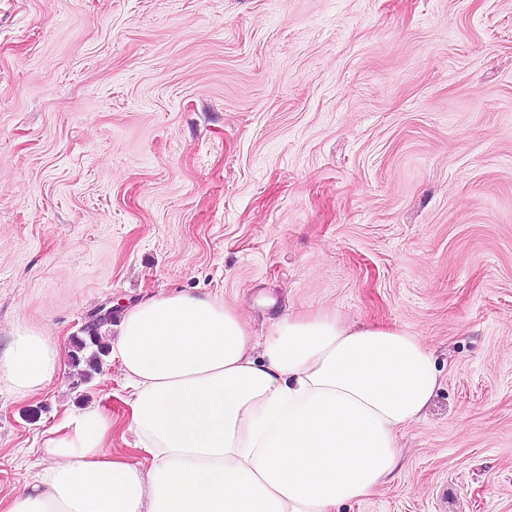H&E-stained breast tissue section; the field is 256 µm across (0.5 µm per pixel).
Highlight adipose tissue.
<instances>
[{"instance_id":"1","label":"adipose tissue","mask_w":512,"mask_h":512,"mask_svg":"<svg viewBox=\"0 0 512 512\" xmlns=\"http://www.w3.org/2000/svg\"><path fill=\"white\" fill-rule=\"evenodd\" d=\"M110 343L137 442L112 451L90 409L42 435L49 464L0 512H337L389 484L399 437L439 386L430 347L395 325L285 314L256 336L223 301L148 296ZM59 369L52 337L17 330L0 383L40 393Z\"/></svg>"}]
</instances>
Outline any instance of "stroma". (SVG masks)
<instances>
[{
  "label": "stroma",
  "mask_w": 512,
  "mask_h": 512,
  "mask_svg": "<svg viewBox=\"0 0 512 512\" xmlns=\"http://www.w3.org/2000/svg\"><path fill=\"white\" fill-rule=\"evenodd\" d=\"M216 294L397 325L440 386L396 479L340 512H512V0H0V492L97 407L135 444L120 363L70 340L107 305ZM59 369V353L50 336L18 329L0 352V383L19 397L40 393Z\"/></svg>",
  "instance_id": "35a3bbf8"
}]
</instances>
